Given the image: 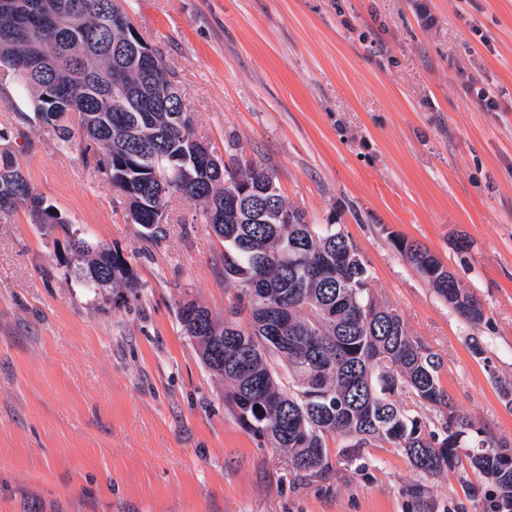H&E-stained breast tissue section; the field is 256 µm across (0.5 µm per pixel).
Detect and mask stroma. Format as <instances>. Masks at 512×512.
<instances>
[{"label": "stroma", "instance_id": "35a3bbf8", "mask_svg": "<svg viewBox=\"0 0 512 512\" xmlns=\"http://www.w3.org/2000/svg\"><path fill=\"white\" fill-rule=\"evenodd\" d=\"M174 76L193 132L272 172L288 207L338 224L375 298L443 361L459 417L512 443V0H122ZM499 107L487 111L478 89ZM0 81V132L34 194L0 214V512H451L473 473L426 477L392 447L295 470L247 433L180 326L234 290L199 202L156 236L79 148L25 121ZM131 261L135 290L83 288L72 236ZM425 246L476 295L462 319L393 245Z\"/></svg>", "mask_w": 512, "mask_h": 512}]
</instances>
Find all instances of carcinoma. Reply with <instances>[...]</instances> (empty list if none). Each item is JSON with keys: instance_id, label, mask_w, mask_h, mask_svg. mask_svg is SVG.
<instances>
[{"instance_id": "obj_1", "label": "carcinoma", "mask_w": 512, "mask_h": 512, "mask_svg": "<svg viewBox=\"0 0 512 512\" xmlns=\"http://www.w3.org/2000/svg\"><path fill=\"white\" fill-rule=\"evenodd\" d=\"M35 2L0 8V69L31 96L39 125L64 147L80 145L77 132L87 139L86 164L119 190L132 222L153 233L171 194L205 204L235 293L222 321L192 302L178 317L206 368L224 381L241 426L288 452L303 472L329 467L335 437L347 452L388 444L425 476L469 467L490 486L476 512H512V444L457 417L441 385V357L398 315L379 310L360 250L341 225L307 223L285 205L266 168L216 156L195 137L192 116L176 118L182 97H140L144 83L163 90L174 80L162 59L146 75L124 55L135 30L121 0H66L75 18L35 14ZM114 11L122 22L112 23ZM23 205L38 224L61 223L41 207L15 152L1 148L0 213ZM394 246L461 317L482 321L476 296L426 247L404 239ZM71 251L83 287H101L100 271L114 288L137 287L119 251L77 236ZM402 394L446 409L442 433L401 406ZM473 435L476 450L460 456Z\"/></svg>"}]
</instances>
